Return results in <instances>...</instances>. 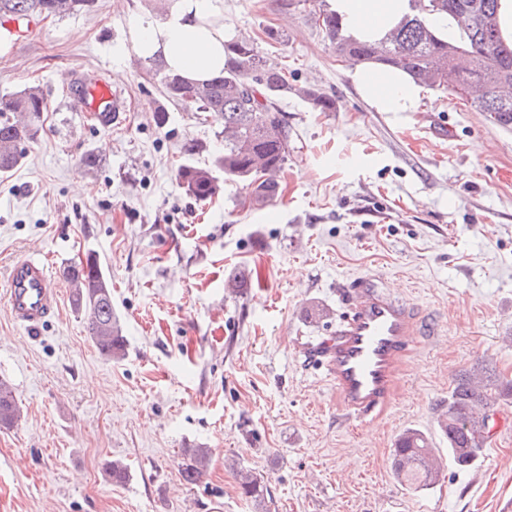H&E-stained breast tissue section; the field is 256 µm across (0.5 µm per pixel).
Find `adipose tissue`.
<instances>
[{
  "label": "adipose tissue",
  "instance_id": "adipose-tissue-1",
  "mask_svg": "<svg viewBox=\"0 0 512 512\" xmlns=\"http://www.w3.org/2000/svg\"><path fill=\"white\" fill-rule=\"evenodd\" d=\"M345 32L358 41L377 42L409 12L408 0H328ZM223 0H166L162 16L138 22L133 31L137 54L157 59L191 82L224 69ZM352 80L362 97L380 112H413L420 85L408 74L382 64L355 65Z\"/></svg>",
  "mask_w": 512,
  "mask_h": 512
}]
</instances>
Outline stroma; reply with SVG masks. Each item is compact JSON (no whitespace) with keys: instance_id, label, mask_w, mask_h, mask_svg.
I'll list each match as a JSON object with an SVG mask.
<instances>
[{"instance_id":"obj_1","label":"stroma","mask_w":512,"mask_h":512,"mask_svg":"<svg viewBox=\"0 0 512 512\" xmlns=\"http://www.w3.org/2000/svg\"><path fill=\"white\" fill-rule=\"evenodd\" d=\"M315 7L224 0L225 29L333 103L280 98L291 151L260 209L241 185L198 201L176 178L224 136L212 113L169 100L133 49L135 24L163 0H93L26 33L0 18L12 33L0 98L35 87L46 102L21 165L0 174V379L21 402L0 429V512H255L235 457L263 476L270 512H512V405L471 472L445 466L436 487L411 493L390 463L405 429L433 433L459 372L484 361L512 377V125L430 88L417 111H376L311 23ZM117 69L123 122L102 127L74 109L65 78ZM88 153L96 167L83 166ZM36 251L57 278L97 255L123 360L99 355L70 286L38 330L14 322L7 270ZM362 277L413 308L419 336L388 407L352 420L309 347ZM196 446L209 465L189 486L178 462ZM114 459L129 466L125 485L104 472Z\"/></svg>"}]
</instances>
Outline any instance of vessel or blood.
I'll return each mask as SVG.
<instances>
[{"label":"vessel or blood","instance_id":"obj_1","mask_svg":"<svg viewBox=\"0 0 512 512\" xmlns=\"http://www.w3.org/2000/svg\"><path fill=\"white\" fill-rule=\"evenodd\" d=\"M73 100L102 126L122 120L123 103L103 77L75 82ZM58 292L46 257L32 256L10 265L8 307L24 327L38 329L53 314ZM417 334L406 302L380 291L368 279L357 281L349 313L314 350L351 418L361 420L386 409L394 378Z\"/></svg>","mask_w":512,"mask_h":512}]
</instances>
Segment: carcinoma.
Returning <instances> with one entry per match:
<instances>
[{"label": "carcinoma", "instance_id": "cac0c4a2", "mask_svg": "<svg viewBox=\"0 0 512 512\" xmlns=\"http://www.w3.org/2000/svg\"><path fill=\"white\" fill-rule=\"evenodd\" d=\"M91 0H0V17L61 16L89 6ZM499 0H409L410 15L380 42H359L346 35L341 19L325 9L310 12L314 22L336 50L351 64L375 61L410 74L432 89L449 91L461 98L478 88L474 106L489 112L503 126L512 124V45L500 33ZM457 22L452 40L432 25L436 16ZM166 96L197 112L221 114L224 151L209 166L188 162L180 166L177 179L186 194L206 200L221 190L217 173L224 180L240 183L245 201L261 207L279 195L277 174L288 161L290 132L277 100L294 92L313 109L327 112L331 101L313 86L293 87L286 72L256 50L254 41L238 34L224 42V71L202 85L184 81L160 67L156 69ZM45 101L30 88L0 99V173L17 168L25 144L40 131ZM72 287L76 313L86 318L90 339L101 356L118 360L126 355V339L119 318L112 310V285L93 254L64 268ZM512 404V379L489 372L478 363L459 374L448 391V403L436 415L438 431L448 441V459L458 470L475 467L483 457L489 436L488 414L500 405ZM21 417V407L12 385L0 379V428H10ZM429 437L418 429L399 435L391 454L397 480L408 491L434 487L441 470L432 468ZM208 466L204 448H186L179 463L182 480L196 485ZM106 474L114 485L130 478L127 464L113 460ZM238 487L259 512H267L269 491L263 479L244 468L237 469Z\"/></svg>", "mask_w": 512, "mask_h": 512}]
</instances>
